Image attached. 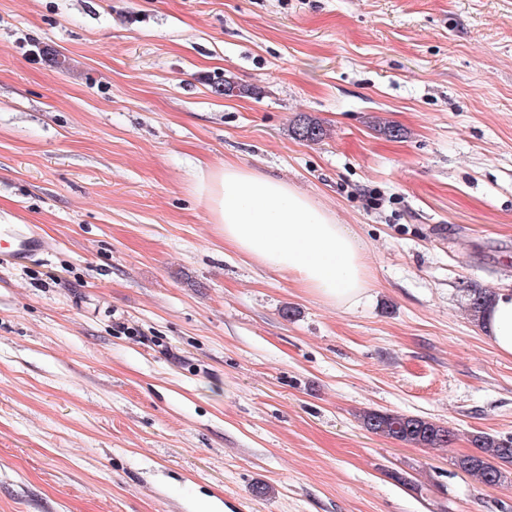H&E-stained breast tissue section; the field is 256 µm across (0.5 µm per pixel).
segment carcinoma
I'll return each mask as SVG.
<instances>
[{
    "label": "carcinoma",
    "instance_id": "obj_1",
    "mask_svg": "<svg viewBox=\"0 0 512 512\" xmlns=\"http://www.w3.org/2000/svg\"><path fill=\"white\" fill-rule=\"evenodd\" d=\"M292 136L303 142L317 144L327 135L314 118L301 115L291 127ZM493 293L475 285L468 290L467 306L474 319L481 318ZM363 427L370 433L395 438L417 447L442 449L448 447L455 434L445 426L422 417L398 413L369 411L361 416ZM475 452L456 460V466L475 477L483 486L499 487L512 483V439L505 440L485 433L471 436Z\"/></svg>",
    "mask_w": 512,
    "mask_h": 512
}]
</instances>
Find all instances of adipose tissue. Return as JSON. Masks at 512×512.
<instances>
[{"label": "adipose tissue", "mask_w": 512, "mask_h": 512, "mask_svg": "<svg viewBox=\"0 0 512 512\" xmlns=\"http://www.w3.org/2000/svg\"><path fill=\"white\" fill-rule=\"evenodd\" d=\"M225 242L262 265L288 275L322 302L347 307L361 301L371 270L359 237L287 181L237 167L200 180ZM482 330L502 356L512 357V294H496Z\"/></svg>", "instance_id": "obj_1"}]
</instances>
